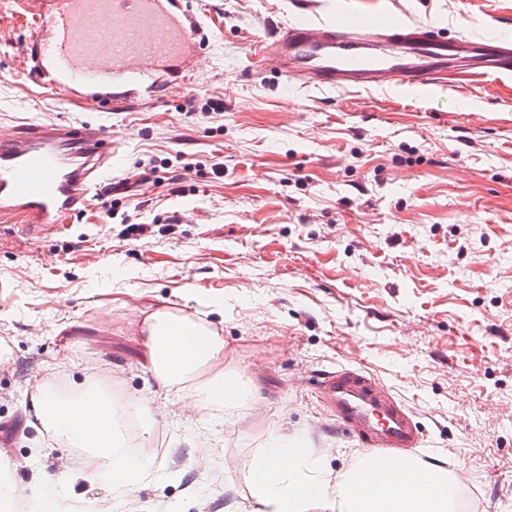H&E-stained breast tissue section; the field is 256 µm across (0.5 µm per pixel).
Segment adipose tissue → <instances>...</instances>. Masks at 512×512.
Segmentation results:
<instances>
[{"instance_id": "adipose-tissue-1", "label": "adipose tissue", "mask_w": 512, "mask_h": 512, "mask_svg": "<svg viewBox=\"0 0 512 512\" xmlns=\"http://www.w3.org/2000/svg\"><path fill=\"white\" fill-rule=\"evenodd\" d=\"M149 347V364L169 388L177 390L191 376L212 371L214 387L208 401L224 399V338L188 317L158 309L143 322ZM33 415L41 427L56 430L76 444L92 446L95 439L111 434L112 408L96 394L60 399L46 386H38L31 397ZM262 477L252 493L254 512H310L315 498L324 494L328 479L309 481L317 461L289 453L283 438H275L267 459L256 464ZM395 479L367 489L348 512H448L447 471L435 467H413L410 460L394 464Z\"/></svg>"}]
</instances>
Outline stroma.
Listing matches in <instances>:
<instances>
[{
  "label": "stroma",
  "mask_w": 512,
  "mask_h": 512,
  "mask_svg": "<svg viewBox=\"0 0 512 512\" xmlns=\"http://www.w3.org/2000/svg\"><path fill=\"white\" fill-rule=\"evenodd\" d=\"M302 0H198L210 61L150 100L89 109L37 85L33 0H0V130L102 124L121 195L33 238L0 218V478L27 493L86 465L36 426V384L140 398L150 466L124 497L71 482L76 512H251L272 438L332 478L363 452L315 383L356 367L411 413L424 464L459 467L452 512H512V77L430 92L327 90L266 72L252 44ZM450 39L512 32V0H338ZM224 165L223 173L211 170ZM145 225L127 238L125 223ZM170 308L224 338V385L168 390L142 321Z\"/></svg>",
  "instance_id": "stroma-1"
}]
</instances>
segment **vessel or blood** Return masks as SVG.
I'll return each instance as SVG.
<instances>
[{
    "instance_id": "1",
    "label": "vessel or blood",
    "mask_w": 512,
    "mask_h": 512,
    "mask_svg": "<svg viewBox=\"0 0 512 512\" xmlns=\"http://www.w3.org/2000/svg\"><path fill=\"white\" fill-rule=\"evenodd\" d=\"M34 21L22 49L33 79L100 112L111 111L115 91L153 95L169 85L171 69L206 59L191 0H37ZM266 65L325 89L431 90L447 79L512 76V36L451 41L407 14L305 9L277 29ZM114 164L112 137L100 124L39 122L0 133V215H23L25 233L42 236L88 206ZM317 388L366 447L346 489L365 470L387 477L396 450L421 446L404 406L362 371L325 373Z\"/></svg>"
}]
</instances>
